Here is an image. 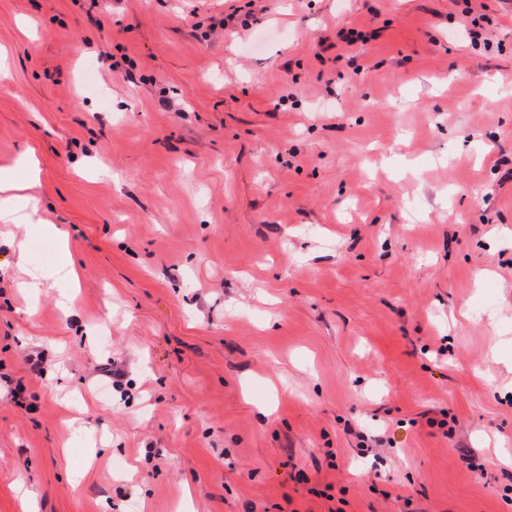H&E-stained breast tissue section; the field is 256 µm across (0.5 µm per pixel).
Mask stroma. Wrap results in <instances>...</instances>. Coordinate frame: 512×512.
<instances>
[{
	"label": "stroma",
	"instance_id": "stroma-1",
	"mask_svg": "<svg viewBox=\"0 0 512 512\" xmlns=\"http://www.w3.org/2000/svg\"><path fill=\"white\" fill-rule=\"evenodd\" d=\"M0 52V512H512V0H0ZM31 188L30 181L20 182L9 171L0 172V222L3 224H29L31 213L36 210V198L31 194H18ZM24 200L25 207H19L18 201Z\"/></svg>",
	"mask_w": 512,
	"mask_h": 512
}]
</instances>
